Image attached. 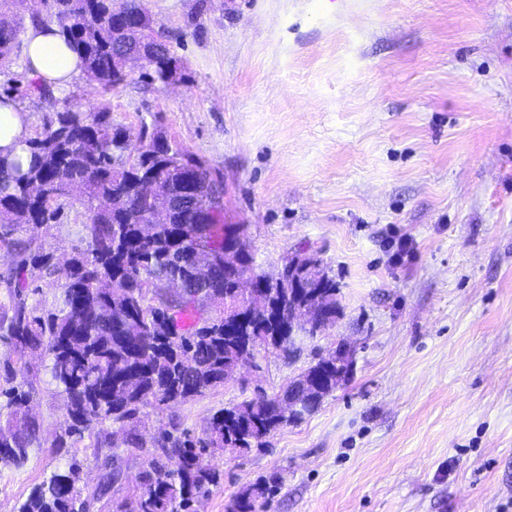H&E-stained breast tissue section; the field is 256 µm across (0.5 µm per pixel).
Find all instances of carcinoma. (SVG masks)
I'll list each match as a JSON object with an SVG mask.
<instances>
[{
  "label": "carcinoma",
  "instance_id": "cac0c4a2",
  "mask_svg": "<svg viewBox=\"0 0 512 512\" xmlns=\"http://www.w3.org/2000/svg\"><path fill=\"white\" fill-rule=\"evenodd\" d=\"M61 32L82 55L86 71L110 91L125 81L132 66L146 62L154 78L167 82L176 65L171 35L154 28L143 0H52ZM21 25L0 27V64L9 61ZM27 167L0 158V247L15 265L0 274L7 301L0 302V341L9 347L0 379V466L19 467L28 449L41 447V425L30 415L28 383L16 382L13 364L24 368L38 355L65 400V430L51 444L67 447L106 421L112 431L96 434L93 447L143 448V434L127 425L142 421V410H163L172 398L189 401L224 385V375L261 347L273 346L288 358L294 344L280 335V323L259 312L237 321V275L256 278V264L243 225L228 224L224 184L195 161L196 189L181 196V174L174 155L190 157L169 143L137 144L112 125L106 105L87 113L77 105L56 114L42 134L26 142ZM77 183L86 212L85 234L65 268L53 252L24 238L60 217L62 184ZM169 210L167 224L141 235L155 209ZM62 277L52 309L29 302L40 292L35 282ZM348 381L336 378L308 401L304 413ZM277 395L252 396L218 410L203 436L172 426L159 432L160 452L138 475L139 494L112 501V512H196V499L219 483L220 472L206 461L240 456L269 446L281 428ZM120 472L83 497L78 469L55 472L40 483L20 512H86L90 500L105 496ZM275 485L261 480L238 493L232 512H261Z\"/></svg>",
  "mask_w": 512,
  "mask_h": 512
}]
</instances>
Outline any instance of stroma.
<instances>
[{"label": "stroma", "mask_w": 512, "mask_h": 512, "mask_svg": "<svg viewBox=\"0 0 512 512\" xmlns=\"http://www.w3.org/2000/svg\"><path fill=\"white\" fill-rule=\"evenodd\" d=\"M172 35L169 82L132 67L102 92L30 86L23 42L0 72L43 132L72 105L110 104L131 139L159 133L224 181L265 270L301 253L340 287L342 315L294 360L192 400L145 408L147 434L202 435L230 403L274 393L314 354L345 341L351 379L265 450L218 460L201 512L276 474L266 512H512V0H144ZM85 220L66 199L39 243L70 254ZM42 445L0 468V512H19L53 472L77 466L93 491L104 458L55 449L64 400L43 364ZM153 448L119 449L121 475L88 512L132 494Z\"/></svg>", "instance_id": "35a3bbf8"}]
</instances>
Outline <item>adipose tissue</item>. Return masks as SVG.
Listing matches in <instances>:
<instances>
[{
    "label": "adipose tissue",
    "instance_id": "ef3b65f1",
    "mask_svg": "<svg viewBox=\"0 0 512 512\" xmlns=\"http://www.w3.org/2000/svg\"><path fill=\"white\" fill-rule=\"evenodd\" d=\"M24 43L26 70L43 87L63 92L84 71L80 54L67 44L56 25L28 22ZM29 137L27 111L10 97L0 98V156L26 157L25 142Z\"/></svg>",
    "mask_w": 512,
    "mask_h": 512
}]
</instances>
